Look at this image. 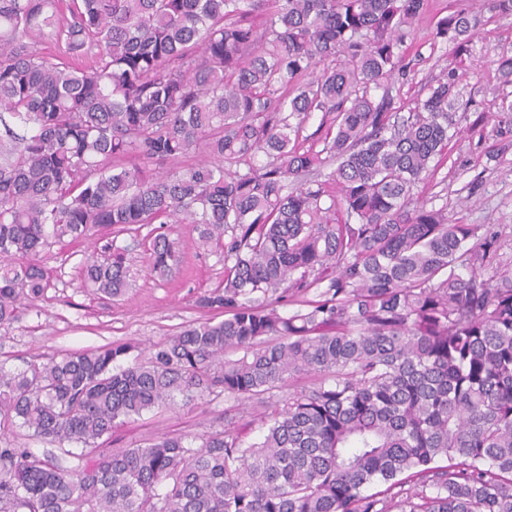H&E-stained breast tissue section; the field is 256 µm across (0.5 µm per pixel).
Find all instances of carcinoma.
Returning a JSON list of instances; mask_svg holds the SVG:
<instances>
[{"label": "carcinoma", "mask_w": 512, "mask_h": 512, "mask_svg": "<svg viewBox=\"0 0 512 512\" xmlns=\"http://www.w3.org/2000/svg\"><path fill=\"white\" fill-rule=\"evenodd\" d=\"M60 2L0 0V114L22 129L0 144V329L44 297L55 244L160 218L224 241V287L195 299L224 319L125 366L129 343L0 363V430L84 460L0 448V512H512V261L500 231L415 197L467 118L456 68L406 116L389 86L426 0ZM481 24L457 9L434 36L462 51ZM315 112L320 150L299 140ZM491 118L512 136V102ZM102 252L82 278L118 298L135 257ZM145 256L180 264L164 231ZM299 375L256 441L229 421L197 447L98 444L206 393L263 406ZM27 435L28 432L23 429H15L13 432H2V434H0V448L6 446L30 448V450L38 456H51L55 458L61 467L68 470H73L81 464L77 456L81 452V446L72 445L67 447L66 449H69L71 453L66 454L54 445Z\"/></svg>", "instance_id": "cac0c4a2"}]
</instances>
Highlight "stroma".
Masks as SVG:
<instances>
[{
  "label": "stroma",
  "instance_id": "1",
  "mask_svg": "<svg viewBox=\"0 0 512 512\" xmlns=\"http://www.w3.org/2000/svg\"><path fill=\"white\" fill-rule=\"evenodd\" d=\"M456 7L457 0H430L431 20L409 32L400 47L404 69L394 75L392 92L403 112H410L446 65L462 56L456 89L468 120L435 170L419 185L418 197L427 206L447 208L453 222L501 230L504 257L512 260V147L501 149L488 120L499 103L495 62L504 50L512 49V16L485 15L468 53L461 55L455 44L433 36L434 18L446 16ZM166 230L184 257L181 270L160 280L150 275L145 264H138L131 287L117 301L99 298L83 283L81 268L90 255V241L56 244L47 262L50 286L45 298L11 328L0 329V362L14 369L35 356L124 342L137 345L139 353L146 355L154 344L190 323L208 317L220 320V313L205 315L194 301L223 286V244L201 251L191 225L170 224ZM229 418L243 439L253 440L262 431L260 411L253 404L210 394L187 407L177 404L130 420L114 432L105 447L131 448L160 435L179 437L196 447L203 434L223 429ZM6 446L55 458L68 470L77 468L81 452L76 445L62 451L29 437L22 429L0 434V448Z\"/></svg>",
  "mask_w": 512,
  "mask_h": 512
}]
</instances>
